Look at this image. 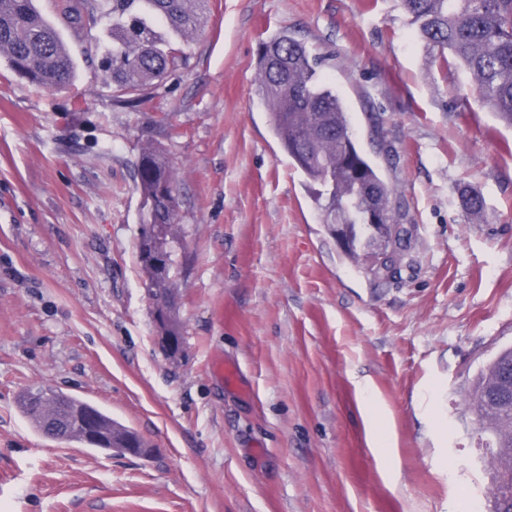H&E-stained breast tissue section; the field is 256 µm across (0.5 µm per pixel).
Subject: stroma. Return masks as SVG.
I'll use <instances>...</instances> for the list:
<instances>
[{"label": "stroma", "mask_w": 512, "mask_h": 512, "mask_svg": "<svg viewBox=\"0 0 512 512\" xmlns=\"http://www.w3.org/2000/svg\"><path fill=\"white\" fill-rule=\"evenodd\" d=\"M283 30L398 190L412 240L390 280L343 256L271 130L257 56ZM105 36L63 31L79 76L58 90L0 64V512H491L466 397L512 346V128L460 104L468 72L440 69L400 0H209L186 67L133 112L95 93ZM147 143L177 173L173 355L137 249ZM38 385L149 454L39 435L16 403Z\"/></svg>", "instance_id": "stroma-1"}]
</instances>
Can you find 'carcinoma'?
I'll use <instances>...</instances> for the list:
<instances>
[{
  "label": "carcinoma",
  "instance_id": "1",
  "mask_svg": "<svg viewBox=\"0 0 512 512\" xmlns=\"http://www.w3.org/2000/svg\"><path fill=\"white\" fill-rule=\"evenodd\" d=\"M418 25L420 36L436 51L440 67L461 65L475 82L478 101L512 128V0H401ZM208 0H56L61 22L76 33L97 16L110 22L108 40H94L89 58L102 72V88L114 100L136 109L149 99V90L186 65L182 44L191 41L205 23ZM26 82L56 90L73 82L77 65L57 26L36 7L35 0H0V60ZM323 59L310 53L294 36L281 32L264 42L257 61L258 93L269 110L274 136L310 183L316 201L331 216L336 205L348 208L356 246L345 255L356 263L365 260L369 228L358 197L365 188L376 192L384 208L391 206L396 188L381 175L359 146L342 101L323 81ZM351 157L361 177L341 170ZM141 199V229L160 230L141 235L139 251L162 250L168 260L165 277L147 266L145 287L152 295H175L172 270L180 202L176 177L163 152L148 144L141 148L135 169ZM483 197L468 193L462 208L480 215ZM512 372V349H505L479 373L467 405L485 424L489 448H512V409L501 410L486 401L497 374ZM23 413L38 432L49 438L86 444L82 421L92 415L99 448L112 447V436L127 435L139 447L146 442L134 430L112 419L102 408L61 390L36 387L19 395ZM493 466V499L512 490V470L504 459Z\"/></svg>",
  "mask_w": 512,
  "mask_h": 512
}]
</instances>
